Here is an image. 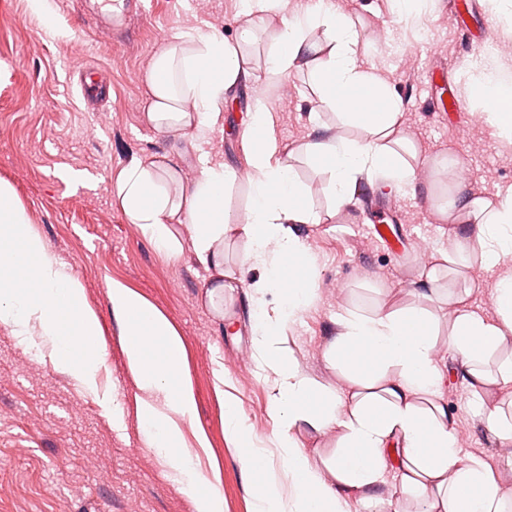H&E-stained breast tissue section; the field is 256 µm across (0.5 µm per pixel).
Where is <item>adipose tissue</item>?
Returning a JSON list of instances; mask_svg holds the SVG:
<instances>
[{
    "mask_svg": "<svg viewBox=\"0 0 512 512\" xmlns=\"http://www.w3.org/2000/svg\"><path fill=\"white\" fill-rule=\"evenodd\" d=\"M243 2L249 21L236 42L183 32L155 55L146 112L152 128L197 133L218 124L224 93L248 62L255 26L280 6V0ZM312 25L324 28L330 40L327 59L312 74L317 99L357 134L305 142L298 159L317 164L327 175L334 209L351 203L355 177L365 170L379 172L397 187H414L418 150L397 133L402 117L398 99L375 67L360 61L359 32L350 17L318 0L312 8L283 18L259 71L260 82L269 88L283 82ZM511 72L512 59L495 54L466 71L468 96L483 108L486 123L505 150L512 148ZM245 141L250 206L244 221L232 219L225 201L237 171L206 159L188 186L182 185L175 167L153 161L122 171L111 190L130 223L169 257H179L185 245L175 225L186 226L188 245L212 273V306L224 299L220 244L225 235L241 234L254 245L243 261L263 270L248 288L256 311L254 342L273 375L270 414L281 474L266 472V451L251 442L236 412L227 413L225 431L245 448L248 469L263 475L256 512H344L353 492H376L393 461L402 492L424 502L426 512H507L512 498L497 470L482 459L462 457L457 446L453 417L440 402L443 371L431 358L438 319L425 302L437 294L441 273L462 277L476 263L494 274L493 315L448 293L454 307L448 347L469 387L512 385L511 359L496 370L486 368L512 336V270L502 268L512 256V187L491 199L449 192L439 211L456 215L467 231L440 251L437 264L419 281L414 293L423 305L345 312L341 332L324 353L348 384L341 395L307 377L290 353L271 349L316 300L318 265L293 227L318 223L319 217L280 149L264 103H256ZM109 300L124 323V352L141 391L138 411L146 447L155 450L166 478L180 485L193 512H224L218 488L194 471L183 433L196 405L184 376L181 338L163 314L122 283H112ZM0 323L11 327L20 344H37L57 366L86 387H95L102 352L99 319L86 307L83 290L65 264L32 231L25 207L4 181ZM306 425L341 433L339 451L321 465L311 464L294 438L295 430Z\"/></svg>",
    "mask_w": 512,
    "mask_h": 512,
    "instance_id": "adipose-tissue-1",
    "label": "adipose tissue"
}]
</instances>
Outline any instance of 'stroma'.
I'll return each mask as SVG.
<instances>
[{
    "instance_id": "1",
    "label": "stroma",
    "mask_w": 512,
    "mask_h": 512,
    "mask_svg": "<svg viewBox=\"0 0 512 512\" xmlns=\"http://www.w3.org/2000/svg\"><path fill=\"white\" fill-rule=\"evenodd\" d=\"M95 0H46L36 11L30 0H0V180L10 183L26 208L33 230L82 285L85 303L98 316L104 364L98 393L85 391L67 373L18 343L0 323V512H191L186 495L167 481L152 449L142 443L137 418L138 389L127 368L122 326L113 315L108 289L120 282L158 309L177 330L185 348V367L196 399L193 419L183 430L187 441L203 434L196 468H219L224 512H255L259 475L249 472L244 449L224 432L226 404L239 411L251 440L268 451L267 467L279 471L270 416L272 384L254 346V308L246 284L252 272L241 265L252 247L247 238H224V272L231 289L222 310L208 303L210 274L191 245L178 258L160 252L114 206L111 179L137 162L158 159L179 168L185 181L199 173V157L242 171L247 167L244 132L254 101L271 111L281 150L288 153L311 140H328L332 131L353 136L328 110L319 109L310 84L317 60L326 58L328 36L321 27L306 31V48L283 83L261 87L263 65L282 17L298 13L306 0H282L279 13L257 31L258 43L242 82L224 95L222 125L201 136L159 132L143 113L148 103L145 75L159 45L191 29L235 41L240 33L241 0H144L145 11L132 16V38L112 41L100 23ZM448 0H431L416 25L405 26L388 0H332L361 33V55L375 65L396 96L402 97L403 125L424 158L416 169L414 192H406L368 173L370 189L392 197L397 227L405 240L393 251L371 233L372 223L358 206L330 211L326 175L299 162V179L321 221L294 230L307 242L319 269L316 303L304 312L284 342L296 364L318 384L341 389L343 378L323 357L340 331L346 310L369 311L377 305L417 304L422 274L447 249L454 226L436 220L432 189L443 186L431 160L452 153L462 161L458 182L467 196L492 197L512 184V153L498 149L481 107L465 101L462 112H432L431 96L460 89L467 67L460 53V28L468 26L512 58V37H501L487 10L468 9L453 16ZM436 66L448 70L447 86L429 81ZM88 67L112 84L109 99L90 108L78 85ZM416 75V91L405 96L402 75ZM427 308L439 319L432 356L446 372L442 401L454 419L462 456L497 466L512 491V460L474 410L472 389L448 349L450 313L444 295ZM223 394H216V382ZM115 392L125 414L115 428L99 396ZM346 512H421L422 504L401 495L397 469H389L378 501L355 494Z\"/></svg>"
}]
</instances>
